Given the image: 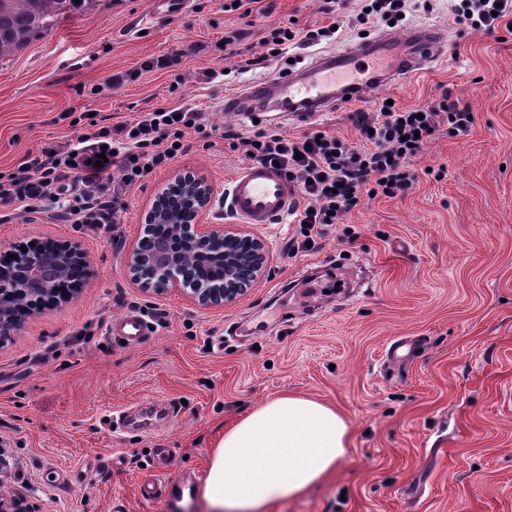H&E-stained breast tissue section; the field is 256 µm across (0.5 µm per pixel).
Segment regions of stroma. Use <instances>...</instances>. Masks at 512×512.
I'll return each mask as SVG.
<instances>
[{
    "mask_svg": "<svg viewBox=\"0 0 512 512\" xmlns=\"http://www.w3.org/2000/svg\"><path fill=\"white\" fill-rule=\"evenodd\" d=\"M322 6L255 0L246 15L225 11L224 0H190L186 15L154 21L152 0H95L0 59L1 174L87 131L95 115L117 123L192 104L206 124L187 132V153L128 193L113 230L48 216L0 223V249L70 240L90 262L71 301L0 339V458L10 467L0 491H24L42 512H206L199 479L215 442L288 393L335 407L350 444L333 474L270 512H512V33L459 30L444 2L399 23L400 34L442 27L447 47L376 97L411 107L446 91L474 123L428 145L405 196L362 203L297 251L299 225L245 226L225 209L224 189L245 158L219 129L251 131L222 103L283 67L241 66L260 53L266 23L314 29L326 20ZM232 31L240 38L224 49ZM174 54L180 63L145 70ZM232 66L234 84L207 83L205 69ZM115 72L132 78L105 89ZM369 106L342 104L312 125L266 112L261 127L351 140L355 108ZM188 172L215 187L205 223L244 227L267 248L264 276L220 307H198L173 288L142 290L127 272L145 213ZM129 310L154 327L136 347L107 334ZM397 341L408 347L389 359ZM150 404L161 411L144 428L118 426L123 411ZM164 452L170 496L144 501L136 487Z\"/></svg>",
    "mask_w": 512,
    "mask_h": 512,
    "instance_id": "1",
    "label": "stroma"
}]
</instances>
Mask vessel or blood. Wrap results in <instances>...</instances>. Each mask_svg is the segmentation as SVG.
I'll list each match as a JSON object with an SVG mask.
<instances>
[{
    "mask_svg": "<svg viewBox=\"0 0 512 512\" xmlns=\"http://www.w3.org/2000/svg\"><path fill=\"white\" fill-rule=\"evenodd\" d=\"M447 33L439 27L410 31L403 37L379 36L375 44L357 45L335 55L318 57L308 68L253 86L225 100V111L253 117L258 100L273 97L281 111L305 122L330 111L345 97H361L419 69L434 58ZM293 184L276 169L247 164L233 176L227 199L230 209L249 224H271L282 219L297 200ZM110 335L136 346L151 334V324L135 311L113 318Z\"/></svg>",
    "mask_w": 512,
    "mask_h": 512,
    "instance_id": "obj_1",
    "label": "vessel or blood"
}]
</instances>
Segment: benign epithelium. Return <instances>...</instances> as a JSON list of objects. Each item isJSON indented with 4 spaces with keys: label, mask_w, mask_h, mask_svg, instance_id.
<instances>
[{
    "label": "benign epithelium",
    "mask_w": 512,
    "mask_h": 512,
    "mask_svg": "<svg viewBox=\"0 0 512 512\" xmlns=\"http://www.w3.org/2000/svg\"><path fill=\"white\" fill-rule=\"evenodd\" d=\"M214 187L205 179L179 178L170 193L159 195L145 222L166 224V233L155 249L144 252L134 246L127 259L131 278L142 289L176 287L202 308L236 301L266 270L263 240L236 229L202 223ZM87 256L74 241L51 243L48 249L14 253L0 263V336L18 328L15 303L37 311L45 295H52L68 282L70 268L85 269ZM0 512H37L19 491L0 497Z\"/></svg>",
    "instance_id": "benign-epithelium-1"
}]
</instances>
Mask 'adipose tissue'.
Returning <instances> with one entry per match:
<instances>
[{"mask_svg":"<svg viewBox=\"0 0 512 512\" xmlns=\"http://www.w3.org/2000/svg\"><path fill=\"white\" fill-rule=\"evenodd\" d=\"M348 444L349 426L332 407L296 394L268 399L225 429L202 496L214 512H267L322 482Z\"/></svg>","mask_w":512,"mask_h":512,"instance_id":"ef3b65f1","label":"adipose tissue"}]
</instances>
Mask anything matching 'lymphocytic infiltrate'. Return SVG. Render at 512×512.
Listing matches in <instances>:
<instances>
[{"instance_id":"1","label":"lymphocytic infiltrate","mask_w":512,"mask_h":512,"mask_svg":"<svg viewBox=\"0 0 512 512\" xmlns=\"http://www.w3.org/2000/svg\"><path fill=\"white\" fill-rule=\"evenodd\" d=\"M413 9L432 12L433 0H366L350 18L306 32L269 26L263 51L251 63L286 58L294 44H320L338 27L364 40L378 23L396 27ZM448 10L454 24L474 31L512 25V0H449ZM353 120L357 136L352 142L320 130L296 138L262 129L244 138L233 130L224 133L225 139L239 140L248 161L277 165L295 185L303 202L296 214L303 235L300 249L314 247L316 226L341 223L363 198L405 195L414 181L409 172L413 159L441 129L453 135L467 132L474 114L446 98L414 107L380 99L370 110L354 112ZM202 124L203 114L194 107H161L63 145L45 144L0 180V220L47 214L71 224L119 223L128 191L184 153L187 130ZM100 153L105 163H97ZM115 166L121 171L117 181L109 175Z\"/></svg>"}]
</instances>
